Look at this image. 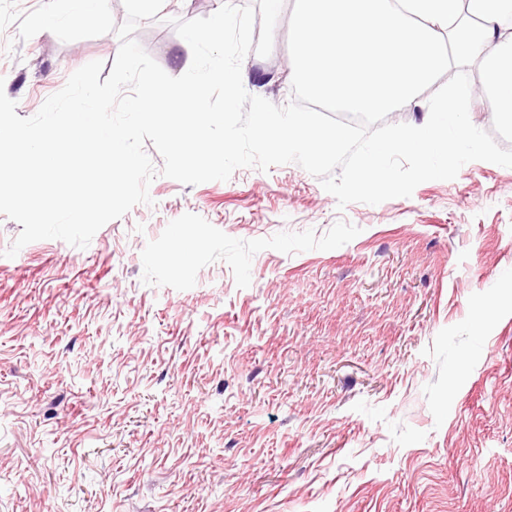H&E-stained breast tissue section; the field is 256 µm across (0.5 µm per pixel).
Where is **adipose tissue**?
<instances>
[{
	"label": "adipose tissue",
	"mask_w": 512,
	"mask_h": 512,
	"mask_svg": "<svg viewBox=\"0 0 512 512\" xmlns=\"http://www.w3.org/2000/svg\"><path fill=\"white\" fill-rule=\"evenodd\" d=\"M293 73L309 93L350 112L412 102L447 65L485 44L483 82L512 122V0H295Z\"/></svg>",
	"instance_id": "adipose-tissue-1"
}]
</instances>
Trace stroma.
I'll list each match as a JSON object with an SVG mask.
<instances>
[{"mask_svg": "<svg viewBox=\"0 0 512 512\" xmlns=\"http://www.w3.org/2000/svg\"><path fill=\"white\" fill-rule=\"evenodd\" d=\"M255 7L244 87L293 99L294 0ZM134 39L192 55L165 0ZM116 33L0 32L30 117ZM88 247L4 252L0 512H512V168L465 164L412 196L338 208L295 163L185 185Z\"/></svg>", "mask_w": 512, "mask_h": 512, "instance_id": "1", "label": "stroma"}]
</instances>
